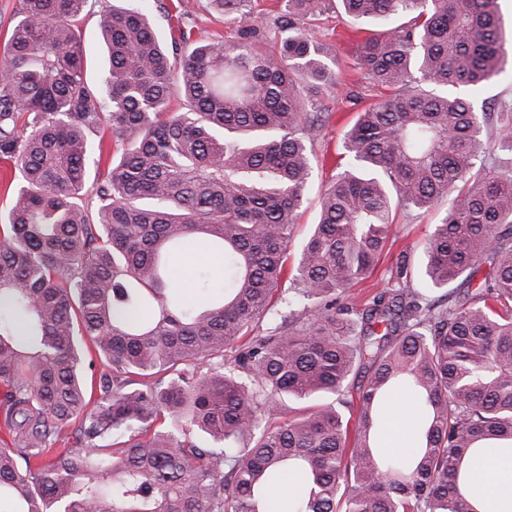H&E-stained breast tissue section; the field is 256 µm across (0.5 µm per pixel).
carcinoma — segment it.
<instances>
[{"mask_svg": "<svg viewBox=\"0 0 512 512\" xmlns=\"http://www.w3.org/2000/svg\"><path fill=\"white\" fill-rule=\"evenodd\" d=\"M212 2L246 19L235 37L169 44L142 6L113 0L94 87L89 0H22L0 57V154L21 176L0 228V501L274 512L288 473L294 512H479L466 460L512 448V113L470 98L504 71L500 0H284L273 54L251 0ZM338 7L353 32L376 28L356 61L380 101L344 134L282 289L320 96L338 84L310 22ZM105 122L118 157L91 209L89 132ZM442 203L419 285L404 267L368 307L346 303L397 214ZM190 237L222 260L220 289L196 271L197 302L166 262ZM85 351L106 365L96 399ZM400 395L420 431L395 459L375 433ZM75 423L85 448L54 447ZM110 4H112V0H92L88 7L90 10L82 20L86 52V77L93 86L99 82L103 65V45L97 30V12Z\"/></svg>", "mask_w": 512, "mask_h": 512, "instance_id": "cac0c4a2", "label": "carcinoma"}]
</instances>
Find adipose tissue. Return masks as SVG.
Instances as JSON below:
<instances>
[{
    "label": "adipose tissue",
    "mask_w": 512,
    "mask_h": 512,
    "mask_svg": "<svg viewBox=\"0 0 512 512\" xmlns=\"http://www.w3.org/2000/svg\"><path fill=\"white\" fill-rule=\"evenodd\" d=\"M470 468L476 501L495 512H512V451L473 458Z\"/></svg>",
    "instance_id": "obj_1"
}]
</instances>
